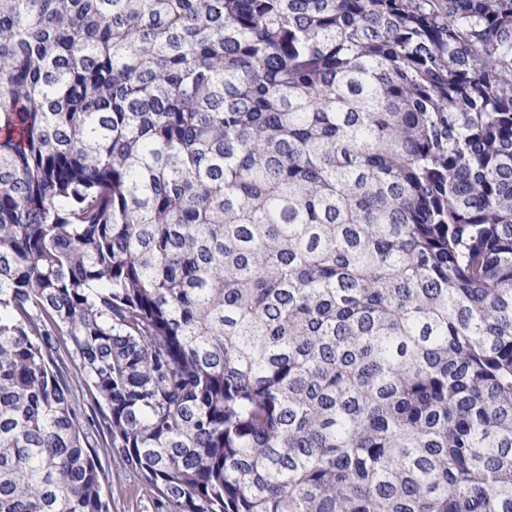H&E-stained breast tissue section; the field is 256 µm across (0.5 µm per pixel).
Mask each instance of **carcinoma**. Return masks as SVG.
<instances>
[{"label":"carcinoma","mask_w":512,"mask_h":512,"mask_svg":"<svg viewBox=\"0 0 512 512\" xmlns=\"http://www.w3.org/2000/svg\"><path fill=\"white\" fill-rule=\"evenodd\" d=\"M512 512V0H0V512ZM94 447L105 473L104 494L110 512H166L156 491L129 472L101 434L94 431Z\"/></svg>","instance_id":"1"}]
</instances>
